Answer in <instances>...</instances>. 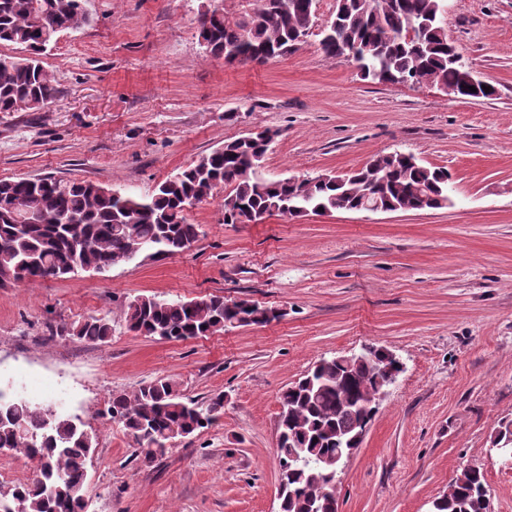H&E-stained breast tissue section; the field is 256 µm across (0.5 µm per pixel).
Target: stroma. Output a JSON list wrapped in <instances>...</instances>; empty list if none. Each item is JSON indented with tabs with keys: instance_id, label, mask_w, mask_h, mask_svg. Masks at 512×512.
<instances>
[{
	"instance_id": "obj_1",
	"label": "stroma",
	"mask_w": 512,
	"mask_h": 512,
	"mask_svg": "<svg viewBox=\"0 0 512 512\" xmlns=\"http://www.w3.org/2000/svg\"><path fill=\"white\" fill-rule=\"evenodd\" d=\"M206 0H89L90 24L42 56L57 88L37 112H0V178L53 175L146 196L198 157L276 132L265 178L346 173L409 152L452 176L448 207L223 221L224 190L188 212L201 235L175 257L0 285V392L23 380L96 441L88 512H279L280 396L316 362L364 346L405 370L336 485L338 512H432L463 468H483L492 512H512V467L492 447L512 419V0H446L448 37L495 99L362 79L320 33L262 64L205 55ZM247 299L279 316L186 340L127 329L139 296ZM90 316L112 334L86 342ZM220 394L211 426L153 464L100 413L153 379ZM69 335L84 341H102L112 334V321L106 317L90 316L68 330Z\"/></svg>"
}]
</instances>
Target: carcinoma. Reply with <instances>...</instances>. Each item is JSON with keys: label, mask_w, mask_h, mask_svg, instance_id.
Here are the masks:
<instances>
[{"label": "carcinoma", "mask_w": 512, "mask_h": 512, "mask_svg": "<svg viewBox=\"0 0 512 512\" xmlns=\"http://www.w3.org/2000/svg\"><path fill=\"white\" fill-rule=\"evenodd\" d=\"M318 0H258L252 12L230 22L218 9L199 19V42L206 55L234 52L240 63L266 62L294 51L310 28ZM445 0H336L319 41L328 57H347L361 77L382 84L425 85L462 97L491 99L496 88L477 80L476 91L464 80L467 66L451 46L443 21ZM90 21L87 0H0V46L13 45L21 56L0 52V112H36L49 105L57 89L41 56L59 37ZM414 28L416 39L400 32ZM489 90H484V87ZM269 146L263 135L241 136L200 157L195 164L160 182L148 196L121 193L99 184L56 176L0 179V269L16 270L15 281L32 283L61 277L76 269L105 271L141 253L172 256L188 250L199 225L187 218L189 200L204 202L226 187L224 223H254L273 214L288 217L365 209L372 203L385 212L440 209L448 206L451 175L410 154L385 153L342 181L330 173L302 179L266 180L260 168ZM40 215L35 224H19L18 206ZM240 321L266 322L265 309L241 300L233 311L224 297L193 300L138 296L125 310L134 332L167 340L206 336ZM70 335L102 341L112 321L90 316ZM376 361L343 365L323 358L281 396L278 417L281 443V512H336V499L324 494L336 455L349 437L373 420L388 350L371 348ZM224 395L203 403L183 400L177 384L154 379L132 394L112 398L109 420L122 425L135 443L152 431L158 440L144 455L151 464L163 457L166 441L188 437L215 422ZM94 441L69 418L0 391V448L36 462L30 482L0 487V512H86L84 487ZM499 452L512 451V420L501 423L492 441ZM434 512H490L484 474L464 468L433 502Z\"/></svg>", "instance_id": "1"}]
</instances>
